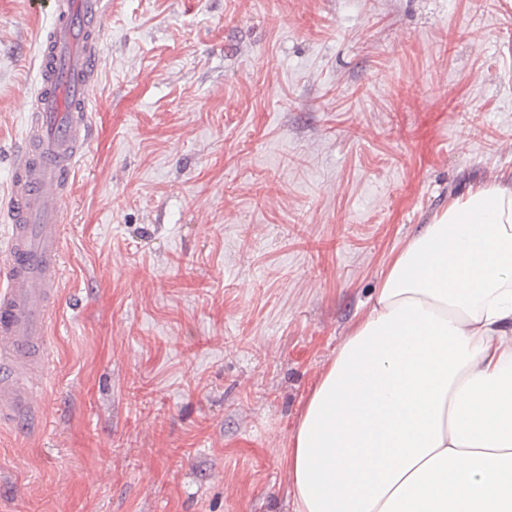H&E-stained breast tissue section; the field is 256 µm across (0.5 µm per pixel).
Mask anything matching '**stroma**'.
<instances>
[{"label":"stroma","instance_id":"1","mask_svg":"<svg viewBox=\"0 0 512 512\" xmlns=\"http://www.w3.org/2000/svg\"><path fill=\"white\" fill-rule=\"evenodd\" d=\"M41 0H0V251ZM44 421L0 512H291L299 413L393 251L512 176V0H112Z\"/></svg>","mask_w":512,"mask_h":512}]
</instances>
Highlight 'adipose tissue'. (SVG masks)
Wrapping results in <instances>:
<instances>
[{
	"mask_svg": "<svg viewBox=\"0 0 512 512\" xmlns=\"http://www.w3.org/2000/svg\"><path fill=\"white\" fill-rule=\"evenodd\" d=\"M286 462L293 512H512V179L392 255Z\"/></svg>",
	"mask_w": 512,
	"mask_h": 512,
	"instance_id": "ef3b65f1",
	"label": "adipose tissue"
}]
</instances>
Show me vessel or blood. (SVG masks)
Instances as JSON below:
<instances>
[{
  "instance_id": "obj_1",
  "label": "vessel or blood",
  "mask_w": 512,
  "mask_h": 512,
  "mask_svg": "<svg viewBox=\"0 0 512 512\" xmlns=\"http://www.w3.org/2000/svg\"><path fill=\"white\" fill-rule=\"evenodd\" d=\"M52 22L25 95L24 144L12 170L0 261V420L42 412L34 380L48 355V318L61 281L62 216L95 129L88 106L112 0H50Z\"/></svg>"
}]
</instances>
